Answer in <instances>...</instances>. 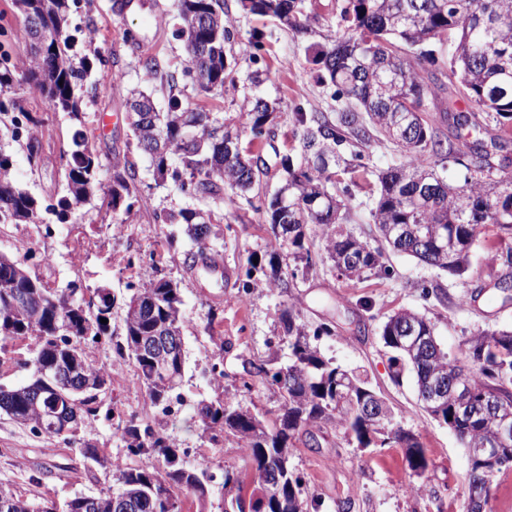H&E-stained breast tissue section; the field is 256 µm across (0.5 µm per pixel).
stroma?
<instances>
[{
	"mask_svg": "<svg viewBox=\"0 0 512 512\" xmlns=\"http://www.w3.org/2000/svg\"><path fill=\"white\" fill-rule=\"evenodd\" d=\"M114 0H80L73 13L74 23L95 25V44L107 60L105 71L96 72V87L85 98L84 130L94 142L104 167L114 158H128L135 166L143 194L141 209L132 215H113L100 201L80 208L73 223L56 225L53 237H41L25 226L0 233V253L22 256L32 252V262L52 286L74 281L84 287L85 297L95 289L107 288L115 297L110 333L89 345L96 364L111 379L108 397L114 409L113 420L103 416L84 417L76 433L77 441H89L107 456L106 466L85 470L77 449L56 438L34 435L0 415V484L34 504L52 501L64 504L77 495L97 496L116 488L118 470L147 468L151 459L131 455L124 446L119 423L136 418L151 423L169 435L190 466L204 465L214 475L224 467L243 470L246 451L232 436L212 446L195 417L197 403L223 388L226 401L249 408L266 424H273L280 413L281 397L276 387L257 377H249L247 363L288 361V339L281 328V315L295 306L308 328L327 324L332 334L315 338L325 357L346 369L363 371L373 388L394 407L398 421L419 438L428 467L415 477L398 447H359L343 432L331 428H309L307 443L297 445L290 462L302 476L309 500L316 512H462L467 489V457L456 435L444 424L431 419L419 406L411 380L395 384L391 379L387 350L381 339L384 323L402 309L419 312L434 327L435 336L449 359L460 367L468 360L463 342L483 330L512 327V300L503 301L493 286L504 268L495 261L499 230L481 225L472 251L471 266L463 276L429 267L398 253H387L389 274L357 282L339 278L329 264L318 263L307 279L297 280L294 288L282 290L261 285L243 290L248 259L264 254L269 242L268 217L239 203L215 207L222 233L213 242L224 262V278L192 276L185 266V253L191 247L179 226L158 224L154 213L188 207L191 199L171 182L156 179L150 157L133 148V135L126 120L127 99L132 89L151 94L159 110H166L169 95H178L191 109L205 108L236 118L244 95L249 92L248 77L260 72L265 94L279 101L281 114L273 139V149L293 144L292 112L295 106L327 114L338 111L333 91L312 76L313 63L304 51V42L293 31L278 28L268 17L244 12L239 0H224V12L239 36L228 61L237 79L236 89L203 92L186 82L169 87L165 74H155L143 66L146 56L162 59L168 72H181L188 55L183 39L174 35L172 17L177 0H145L140 9L114 10ZM135 30L136 41L125 38ZM259 29L271 33L265 51L255 52L248 33ZM122 72L123 81L112 86L107 72ZM442 66H425L422 74L429 86L441 92L431 115L440 137L452 139L457 129L440 117L444 104L455 102L458 110L472 113L478 127L471 134L479 152L491 164L503 156L493 144L500 130L492 117L461 100L454 88L444 85ZM24 108L36 116L43 144V161L31 171L27 152L13 145L11 155L17 183L40 198L56 193L65 158L62 145L69 118L46 109L41 99L20 83L15 87ZM112 116L105 132H98L101 115ZM377 195L376 185L360 181L352 188L346 205L349 227L366 241L375 238L370 211ZM176 282L182 299L184 319L182 344L185 369L178 389L183 408L165 415L152 406L138 383L134 364L116 350L124 335L123 304L128 285H142L153 277ZM223 337V348H216L215 337ZM31 340H0V384L17 386L29 378L26 367L32 356ZM222 363L224 380L215 384L211 366ZM420 482L419 495L403 494L402 488Z\"/></svg>",
	"mask_w": 512,
	"mask_h": 512,
	"instance_id": "stroma-1",
	"label": "stroma"
}]
</instances>
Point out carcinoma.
<instances>
[{
	"label": "carcinoma",
	"instance_id": "1",
	"mask_svg": "<svg viewBox=\"0 0 512 512\" xmlns=\"http://www.w3.org/2000/svg\"><path fill=\"white\" fill-rule=\"evenodd\" d=\"M78 0H12L29 35L32 26L42 28L43 40L28 49L29 63L19 71L10 48L0 43V227L28 224L41 229L45 215L57 224L73 221L77 210L102 197L112 212L126 215L141 207L143 196L135 184L134 166L112 162L108 178L94 142L82 129L84 98L94 87L90 79L104 64L94 46L90 25H72ZM253 14L269 16L304 37L315 33L317 15L306 0H242ZM336 35L325 43H311L307 50L319 66L318 79L336 87L338 97L350 106L328 116L297 106L293 122L298 145L293 153L273 149L280 180L277 189L260 191V177L267 175L265 146L274 138L279 103L255 94L243 99L239 127L229 130L224 113L190 111L173 95L167 111L151 109L130 124L138 148L151 158L154 173L171 180L197 201V206L163 212L161 224H184L196 250L186 255L191 269L199 260L215 255L211 238L220 230L212 222L211 206L224 203L226 190L270 216V249L258 263L250 264L247 278L258 273L269 287L288 288L306 278L316 261L328 262L348 281H363L387 271L385 251L404 253L441 271L463 273L482 224H494L512 235V160L505 156L498 166L489 163L468 168L465 184L448 183L439 170L448 159L459 161L477 147L439 138L428 123L431 89L419 73L423 64H434L436 52L448 48L446 77L468 100L494 114L502 132L512 123V0H343L338 5ZM178 36L185 38L188 65L181 75L166 74L175 86L188 81L201 90L236 86L226 74L227 49L235 33L224 15V0H179ZM23 81L52 112H62L72 121L63 155V184L51 204L19 186L12 177L8 146L21 141L17 114L36 125L30 112L13 96L15 83ZM410 114L415 125L403 121ZM392 140L401 156L376 174L378 196L371 211L381 245L374 247L352 234L342 222V201L330 188L355 171L350 159L357 147L373 133ZM247 135L253 151L242 146ZM321 235L320 254L307 244L308 226ZM125 301L124 343L121 353L132 358L136 376L155 407L179 388L184 356L181 343L182 300L177 284L157 277L140 287L128 286ZM82 288L69 282L53 288L26 261L0 254V339L34 340L28 360L30 378L14 387L0 386V412L34 434L59 438L71 447L74 433L63 432L58 413L75 409L78 417L94 415L103 397L87 386L90 379L107 373L95 365L86 351L87 338L109 335L113 305L111 292L96 289L92 328L83 325ZM413 324L417 333L434 336L431 323L412 310L389 316L382 339L389 349L392 379L399 384L411 377L418 400L429 416L448 426L461 445L480 448L488 441L495 414L470 416L467 402L491 401L512 413V330L483 331L464 341L470 363L467 387H448V398L435 405L426 401L428 378L448 372L453 362L440 345L413 353L401 349L399 329ZM166 328L168 362L156 367L154 356L140 352V340ZM288 336L289 364L274 368L267 363L250 364L248 373L276 386L283 398L278 425L268 428L248 409L224 401L215 393L197 406V417L214 445L231 434L246 448L250 470L242 473L224 468L239 480L232 485L203 467L186 464L173 442L150 423L125 421L122 439L131 453L155 457L152 468L119 471L117 491L90 501L76 496L63 508L44 503L37 512H167V497L192 495L204 502L214 494L235 489L227 502L230 512H310L304 481L290 463V449L301 440L306 426H330L356 440L362 448L397 446L404 450L409 469L418 477L427 469L418 437L403 428L393 409L382 403L386 419L376 423L365 416L370 394L375 392L367 377L347 370L324 357L311 342L324 330H308L300 312L288 307L283 313ZM62 377L69 388L68 407L53 387ZM512 467V443L503 451L500 465L472 462L468 483L496 475ZM29 501L0 487V512H28Z\"/></svg>",
	"mask_w": 512,
	"mask_h": 512
}]
</instances>
